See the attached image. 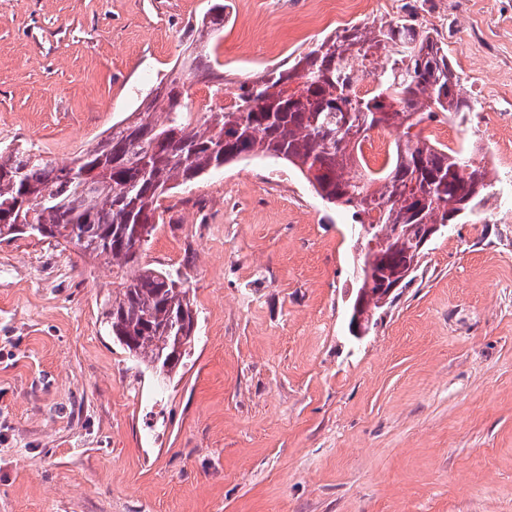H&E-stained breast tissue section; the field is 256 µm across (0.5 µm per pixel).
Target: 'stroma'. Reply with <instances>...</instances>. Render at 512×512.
Here are the masks:
<instances>
[{
    "mask_svg": "<svg viewBox=\"0 0 512 512\" xmlns=\"http://www.w3.org/2000/svg\"><path fill=\"white\" fill-rule=\"evenodd\" d=\"M207 0H0V146L67 161L143 108ZM415 14L448 47L495 195L355 339L358 228L293 166L226 163L161 200L143 264L191 288L164 381L101 322L121 272L0 240V512H512V0H224L235 90L332 32Z\"/></svg>",
    "mask_w": 512,
    "mask_h": 512,
    "instance_id": "35a3bbf8",
    "label": "stroma"
}]
</instances>
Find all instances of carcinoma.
<instances>
[{"mask_svg": "<svg viewBox=\"0 0 512 512\" xmlns=\"http://www.w3.org/2000/svg\"><path fill=\"white\" fill-rule=\"evenodd\" d=\"M224 4L203 13L197 38L212 40ZM216 53L191 51L147 95L145 109L112 124L82 149L81 166L97 172L89 189L57 162L30 147L0 148V213L37 227L35 234L124 270L121 288L102 304L104 324L145 369L160 376L180 366L172 358L177 326L195 322L189 289L170 273L143 266L140 228L158 223L160 199L236 159L266 156L296 167L328 204L364 227L362 247L376 231L392 236L360 287L376 292L379 274L419 256L417 241L431 224H457L494 196L489 169L431 142L412 128L438 114L471 120L480 103L463 95L448 47L415 14L352 25L325 36L287 67L245 82L235 106L194 118L186 81L219 78ZM373 80V92L356 87ZM353 128L398 131L384 165L368 167Z\"/></svg>", "mask_w": 512, "mask_h": 512, "instance_id": "cac0c4a2", "label": "carcinoma"}]
</instances>
